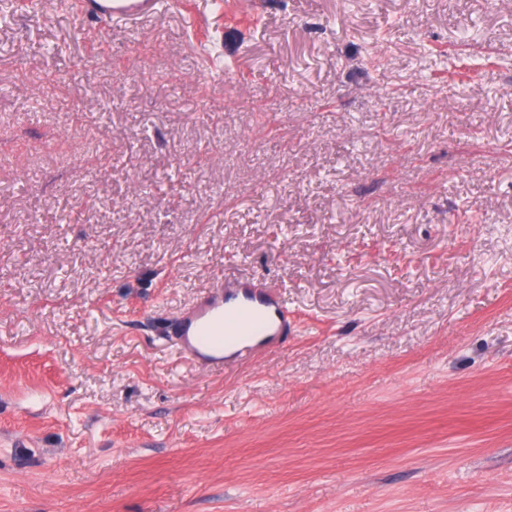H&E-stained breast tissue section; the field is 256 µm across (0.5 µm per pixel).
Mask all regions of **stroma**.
I'll use <instances>...</instances> for the list:
<instances>
[{
    "mask_svg": "<svg viewBox=\"0 0 512 512\" xmlns=\"http://www.w3.org/2000/svg\"><path fill=\"white\" fill-rule=\"evenodd\" d=\"M0 512H512V0H0ZM80 15L96 22H137L158 14L161 0H77ZM242 295L244 302L224 308ZM290 322L286 299L260 279L225 281L197 297L167 335L177 352L199 368L224 366V348L237 347L247 356V343L258 338L268 343L288 336Z\"/></svg>",
    "mask_w": 512,
    "mask_h": 512,
    "instance_id": "1",
    "label": "stroma"
}]
</instances>
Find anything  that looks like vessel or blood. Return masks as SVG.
I'll return each instance as SVG.
<instances>
[{"label": "vessel or blood", "instance_id": "obj_1", "mask_svg": "<svg viewBox=\"0 0 512 512\" xmlns=\"http://www.w3.org/2000/svg\"><path fill=\"white\" fill-rule=\"evenodd\" d=\"M162 0H76L80 15L96 22H137L158 14ZM290 329L286 299L259 279L221 283L197 297L169 331L173 347L201 368H219L224 350L246 354L251 340L270 343Z\"/></svg>", "mask_w": 512, "mask_h": 512}]
</instances>
